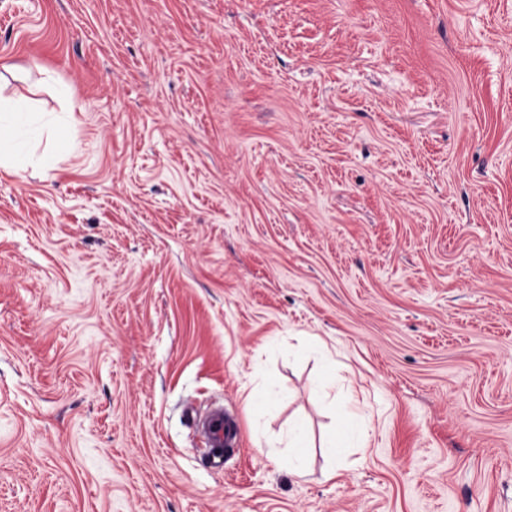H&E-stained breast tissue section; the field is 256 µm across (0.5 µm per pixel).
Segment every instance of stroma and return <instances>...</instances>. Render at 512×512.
<instances>
[{
  "mask_svg": "<svg viewBox=\"0 0 512 512\" xmlns=\"http://www.w3.org/2000/svg\"><path fill=\"white\" fill-rule=\"evenodd\" d=\"M4 64L0 512H512V0H0ZM203 434L207 445L215 449L211 456L210 466L216 470L223 469L222 448L224 451H229L238 445L239 426L236 418L224 412L223 409L216 410L210 415ZM288 447L293 448V454L288 458V468L296 477L305 475V455L309 448L305 434L302 431H288Z\"/></svg>",
  "mask_w": 512,
  "mask_h": 512,
  "instance_id": "1",
  "label": "stroma"
}]
</instances>
